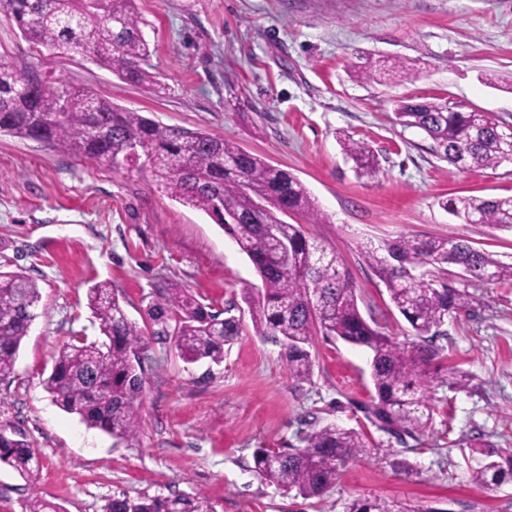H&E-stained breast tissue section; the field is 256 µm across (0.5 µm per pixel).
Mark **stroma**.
<instances>
[{"label": "stroma", "instance_id": "35a3bbf8", "mask_svg": "<svg viewBox=\"0 0 512 512\" xmlns=\"http://www.w3.org/2000/svg\"><path fill=\"white\" fill-rule=\"evenodd\" d=\"M135 11L160 93L82 56L52 57L1 11L0 56L163 124L224 137L293 173L324 217L306 234L336 251L361 313L396 336L410 327L365 261L364 243L461 236L512 258V230L479 231L443 207L460 196H511L512 164L455 168L393 112L402 98H440L512 124V0H135ZM341 134L374 149L377 173H356ZM0 271L25 273L41 292L15 370L0 380V428L30 443L40 469L29 482L0 466V512H28L35 498L61 512H105L122 494L174 493L205 494L217 512H348L353 500L374 497L415 512H512V484H473L469 455L479 440L512 450V285H477L473 311L449 320L439 340L470 389L434 388L438 413L418 439L366 426L370 454L307 498L261 480L253 455L298 446L312 423L366 425L369 354L318 334L310 380L292 379L280 343L251 320L245 297L259 275L208 215L150 174L0 135ZM99 281L111 282L136 322L175 283L212 308H232L242 325L217 364L185 362L173 340L149 338L141 426L125 441L87 428L43 387L63 343L98 336L86 292ZM397 459L413 475L397 472Z\"/></svg>", "mask_w": 512, "mask_h": 512}]
</instances>
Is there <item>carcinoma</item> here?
Instances as JSON below:
<instances>
[{
    "instance_id": "obj_1",
    "label": "carcinoma",
    "mask_w": 512,
    "mask_h": 512,
    "mask_svg": "<svg viewBox=\"0 0 512 512\" xmlns=\"http://www.w3.org/2000/svg\"><path fill=\"white\" fill-rule=\"evenodd\" d=\"M21 35L59 58L90 53L97 65L120 79L156 90L154 73L142 67L149 45L139 27L134 0H0ZM395 122L416 128L432 141L438 158L461 169L497 167L512 156L505 142L508 124L494 114L451 110L444 100L397 101ZM0 133L46 143L65 154L112 168L147 171L179 202L209 214L252 261L262 287L249 296L257 331L282 342L289 375L299 382L313 372L310 352L321 333L360 346L371 355L370 377L376 396L366 419L389 434L416 436L437 414L426 393L432 385L469 388L468 376L445 366L448 318L470 311L473 282L512 285V262L469 245L463 237H400L363 255L384 283L389 299L421 342L408 345L387 334V326L361 313L355 287L336 252L306 236L295 214L307 224L323 222L308 189L286 169L206 131L152 121L90 90L63 81L47 82L14 61L0 59ZM144 150L130 164L132 142ZM346 156L362 175L377 172L378 159L364 142L347 137ZM444 208L472 227L512 230V196L454 197ZM466 271L471 281L457 284L450 269ZM41 300L37 282L15 272H0V380L15 369L17 354ZM99 321L100 337H75L58 350L44 389L63 411L89 428L114 438L134 437L141 423L144 388L138 350L145 336H171L188 363L224 359V347L240 335V319L230 310L216 312L184 288L162 289L146 309L143 325L131 321L112 286L99 282L87 293ZM303 446L262 448L255 472L284 490L321 496L349 462L369 449L359 428L312 427ZM477 456L472 480L488 490L512 483V454L491 445L471 448ZM31 479L38 460L24 438L0 429V465ZM105 512H217L201 493L114 497ZM349 512H415L401 501L355 500Z\"/></svg>"
}]
</instances>
